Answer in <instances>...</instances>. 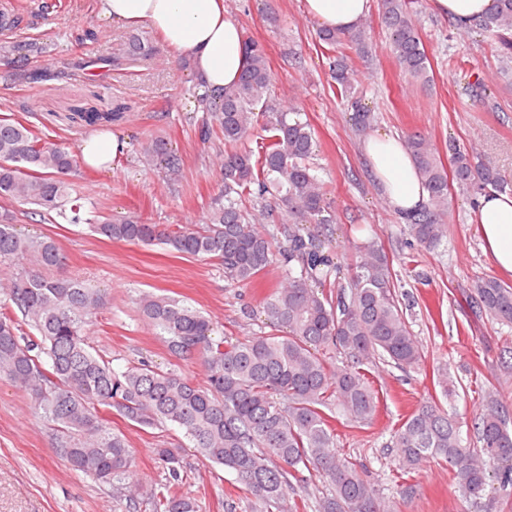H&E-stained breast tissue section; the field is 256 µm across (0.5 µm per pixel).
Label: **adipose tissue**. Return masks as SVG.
<instances>
[{
	"instance_id": "obj_1",
	"label": "adipose tissue",
	"mask_w": 512,
	"mask_h": 512,
	"mask_svg": "<svg viewBox=\"0 0 512 512\" xmlns=\"http://www.w3.org/2000/svg\"><path fill=\"white\" fill-rule=\"evenodd\" d=\"M371 0H303L305 14L319 26L347 32L368 15ZM112 22L136 26L148 23L173 49L188 54L203 89L233 85L245 65L242 31L224 8V0H104ZM126 143L108 132L84 141L83 161L113 167ZM369 168L391 204L407 212L424 202L427 193L415 164L399 137L369 136L363 146ZM475 222L482 247L497 269L512 272V195L491 193L479 200Z\"/></svg>"
}]
</instances>
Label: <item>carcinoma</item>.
Here are the masks:
<instances>
[{"mask_svg": "<svg viewBox=\"0 0 512 512\" xmlns=\"http://www.w3.org/2000/svg\"><path fill=\"white\" fill-rule=\"evenodd\" d=\"M412 0H378L389 49L401 71L427 84L432 67L411 14ZM497 43L505 66L512 65V0H494L476 24ZM336 95L363 130L374 119L356 88L348 51L367 58L365 30L320 29ZM246 64L238 81L195 98L201 113L199 138L224 141L223 185L212 198L207 224H151L138 216L111 215L96 221L98 234L119 242L160 244L199 258H214L224 278L238 286L256 283L276 261L284 276L262 301L267 323L283 335L254 336L244 342L214 337L210 317L167 295L145 294L139 314L169 351L201 360L206 384L196 385L174 370L146 362L115 369L90 345L85 330L105 298L88 280L62 275L65 256L48 236H24L9 209L0 213V265L15 272L0 289V381L24 388L54 426L56 453L72 469L123 490L126 512L148 497L155 512H200L198 500L177 489L181 449H152L168 470V482L143 487L130 480L132 449L112 430L115 412L139 427L181 429L205 460L234 473L251 496L252 512H302L306 502L286 500L303 472L328 483L314 512H390L388 501L355 461L336 452L335 423L363 425L378 412L379 396L369 379L382 361L405 372L419 368L423 351L396 292L395 272L374 241L359 247L347 275L333 258L330 226L336 223L328 190L311 163L316 140L311 127L291 109L268 105L273 81L265 46L244 35ZM123 51L137 56L153 46L132 36ZM110 112L81 111L87 130L122 118ZM264 135L252 148L255 128ZM148 165L163 166L177 178L180 159L161 136H132ZM428 194L426 203L404 217L411 246L431 251L448 234L451 185L468 192L502 188L504 177L452 146L445 166L429 139L405 141ZM78 157L64 142L38 136L0 117V201L26 205L31 214L55 213L71 224L84 221L83 204L68 176ZM284 241H279L278 236ZM476 313L512 324V286L495 278L479 280L469 296ZM445 396L456 392L448 370L434 371ZM474 418L475 442L463 445L456 414L436 402L421 405L397 427L391 447L400 474L411 476L428 459L448 464L451 483L467 502L491 510L512 499V411L489 393Z\"/></svg>", "mask_w": 512, "mask_h": 512, "instance_id": "cac0c4a2", "label": "carcinoma"}]
</instances>
